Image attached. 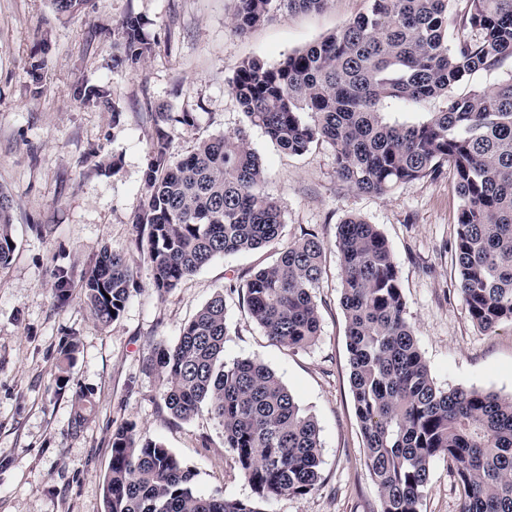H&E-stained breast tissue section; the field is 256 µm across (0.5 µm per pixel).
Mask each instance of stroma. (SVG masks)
<instances>
[{"instance_id":"35a3bbf8","label":"stroma","mask_w":512,"mask_h":512,"mask_svg":"<svg viewBox=\"0 0 512 512\" xmlns=\"http://www.w3.org/2000/svg\"><path fill=\"white\" fill-rule=\"evenodd\" d=\"M367 0H329L312 13L274 12L246 33L232 25V0H90L57 14L52 0H0V189L13 200L15 250L0 265V512H104L112 433L135 422L141 438L162 441L195 473L198 494L248 501L254 493L207 412L184 421L159 398L145 368L156 341L176 342L182 326L226 285L245 281L274 258V246L219 257L165 296L150 282L133 217L143 200L147 151L158 108L191 112L176 128L184 155L219 133L246 130L265 168L264 189L282 210V242L315 232L326 246L316 290L320 336L304 349L272 341L227 295L224 360L260 358L320 429L321 480L303 497L282 496L267 512H379L364 466V442L349 382L339 224L357 215L389 242L406 317L437 386L512 395V325L485 332L456 291L454 247L461 200L451 176L424 179L384 196L350 188L325 143L283 153L248 125L227 83L245 60L275 65L348 24ZM141 17L159 47L137 68H117L112 36L127 15ZM42 62L39 88L27 74ZM108 86L116 112L80 106L73 84ZM119 171H111L113 158ZM126 254L137 270L124 312L97 325L79 288L103 248ZM67 274L71 296L56 298ZM68 336L80 351L70 388L55 384L57 349ZM89 392L91 420L71 433L73 390ZM462 498L446 459H435L422 512H460Z\"/></svg>"}]
</instances>
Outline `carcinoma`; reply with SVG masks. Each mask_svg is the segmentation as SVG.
<instances>
[{
  "label": "carcinoma",
  "mask_w": 512,
  "mask_h": 512,
  "mask_svg": "<svg viewBox=\"0 0 512 512\" xmlns=\"http://www.w3.org/2000/svg\"><path fill=\"white\" fill-rule=\"evenodd\" d=\"M233 25L243 34L282 7L323 9L328 0H233ZM456 0H369L364 13L321 40L270 66L243 62L229 91L248 123L282 151L303 155L326 142L336 172L350 187L385 195L452 175L457 215V292L475 324H512V77L465 95L455 87L512 58V0H467L462 27L449 36ZM116 64L136 67L157 42L132 14L117 28ZM80 105L117 112L105 85L77 83ZM393 101L438 107L416 123L389 122ZM155 137L147 152L145 195L133 217L141 228L159 296L214 258L274 244L281 209L264 190L265 170L246 132L219 133L189 153L172 152L171 130L191 127V112L151 113ZM12 199L0 190V264L14 247ZM347 321L350 387L365 442V464L380 512H422L430 466L452 465L462 512H512V396L436 386L408 323L392 249L374 224L349 217L338 226ZM325 245L313 232L278 249L270 265L229 285L249 317L273 341L303 348L319 336L315 288ZM135 271L127 258L103 250L83 272L81 291L94 321L118 319L131 297ZM228 336L224 294L188 320L178 340L156 342L146 367L160 378V399L188 420L201 409L224 429L228 448L257 502L201 496L194 473L162 442L137 437L126 422L112 434L104 512H262L256 503L304 496L320 481L321 444L276 374L260 359L224 362ZM78 353L74 338L59 347L57 384L67 386ZM91 401L72 396L69 429L83 430Z\"/></svg>",
  "instance_id": "obj_1"
}]
</instances>
